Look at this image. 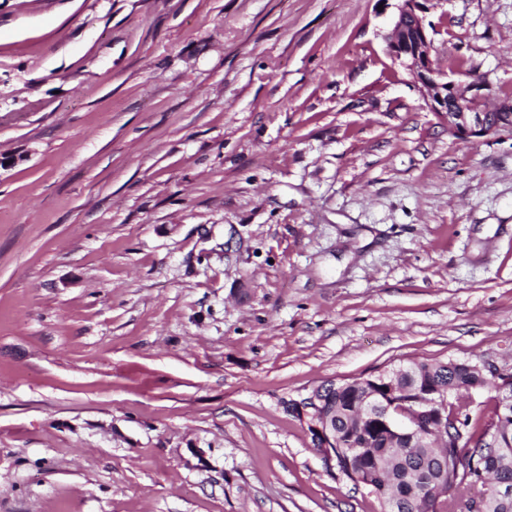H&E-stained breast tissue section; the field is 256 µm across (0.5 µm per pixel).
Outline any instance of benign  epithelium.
Returning <instances> with one entry per match:
<instances>
[{"label": "benign epithelium", "mask_w": 512, "mask_h": 512, "mask_svg": "<svg viewBox=\"0 0 512 512\" xmlns=\"http://www.w3.org/2000/svg\"><path fill=\"white\" fill-rule=\"evenodd\" d=\"M432 0H396L391 29L385 37L389 55L401 62L431 110L460 140L472 141L512 133V101L488 111L480 107L487 97L480 81L452 80L433 59V39L426 24ZM390 425L400 435L415 431L408 412L396 410Z\"/></svg>", "instance_id": "1"}]
</instances>
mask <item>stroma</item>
<instances>
[{
  "mask_svg": "<svg viewBox=\"0 0 512 512\" xmlns=\"http://www.w3.org/2000/svg\"><path fill=\"white\" fill-rule=\"evenodd\" d=\"M379 0H0V512H380L285 404L512 369V136ZM512 100V0H437ZM394 1L398 3L385 37L387 51L405 67L415 87L449 132L464 141L511 134L512 101H504L491 111L479 106L487 97L485 84L487 91H491L485 76L466 68L462 58L452 59L451 64L460 75L473 81L448 79V73L436 66L433 39L424 15L429 9L427 3L435 0Z\"/></svg>",
  "mask_w": 512,
  "mask_h": 512,
  "instance_id": "1",
  "label": "stroma"
}]
</instances>
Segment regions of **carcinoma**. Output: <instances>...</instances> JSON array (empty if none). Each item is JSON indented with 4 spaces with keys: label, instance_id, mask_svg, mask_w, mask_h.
Instances as JSON below:
<instances>
[{
    "label": "carcinoma",
    "instance_id": "obj_1",
    "mask_svg": "<svg viewBox=\"0 0 512 512\" xmlns=\"http://www.w3.org/2000/svg\"><path fill=\"white\" fill-rule=\"evenodd\" d=\"M462 387L476 393L494 388L492 415L457 410ZM320 390L321 414L339 443L338 470L375 495L382 512H471L469 502L478 493L486 494V512H512V495L493 489L512 482V405L478 364L401 363L368 378L329 381ZM423 393L439 402L436 411L418 419L414 436H397L387 426L386 408L396 401L408 407ZM458 440L468 448L463 456Z\"/></svg>",
    "mask_w": 512,
    "mask_h": 512
}]
</instances>
